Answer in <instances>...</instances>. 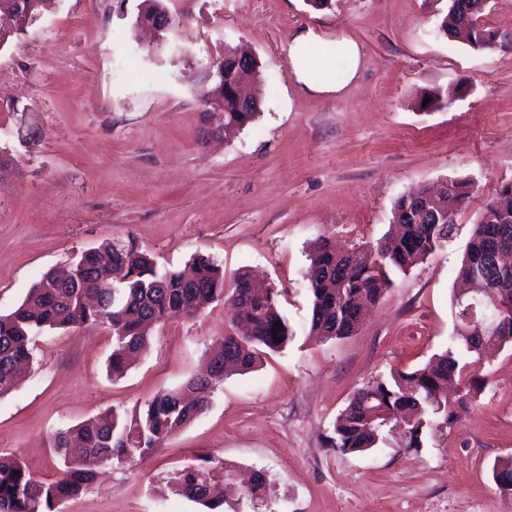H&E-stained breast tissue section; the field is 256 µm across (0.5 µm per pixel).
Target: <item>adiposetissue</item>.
<instances>
[{
    "instance_id": "obj_1",
    "label": "adipose tissue",
    "mask_w": 512,
    "mask_h": 512,
    "mask_svg": "<svg viewBox=\"0 0 512 512\" xmlns=\"http://www.w3.org/2000/svg\"><path fill=\"white\" fill-rule=\"evenodd\" d=\"M288 62L303 87L319 94H337L357 75L361 51L351 38L326 39L310 29L289 42Z\"/></svg>"
}]
</instances>
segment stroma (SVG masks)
<instances>
[{"instance_id":"1","label":"stroma","mask_w":512,"mask_h":512,"mask_svg":"<svg viewBox=\"0 0 512 512\" xmlns=\"http://www.w3.org/2000/svg\"><path fill=\"white\" fill-rule=\"evenodd\" d=\"M141 2L54 0L0 49V149L12 163L0 177V313L77 253L131 240L168 268L203 254L226 275L246 270L286 289L281 311L296 336L226 377L205 414L100 476L64 512H204L167 488L201 455L239 475L229 489L239 512H512V493L492 475L512 456L510 347L488 353L486 389L422 447H407L401 426L363 452L325 445L354 391L448 346L471 228L512 182V47L441 36L448 0H165L180 24L175 50H161L137 26ZM308 27L361 48L360 72L340 94L309 92L290 71L288 42ZM239 45L261 64L260 112L215 137L198 71ZM434 90L444 107H419ZM453 180L472 185L454 236L395 273L355 335L311 339V243L376 241L397 197ZM227 324L220 302L169 318L116 382L107 332L44 331L34 374L0 397V454L53 478V428L130 413L183 386ZM255 469L269 479L261 502L245 495Z\"/></svg>"}]
</instances>
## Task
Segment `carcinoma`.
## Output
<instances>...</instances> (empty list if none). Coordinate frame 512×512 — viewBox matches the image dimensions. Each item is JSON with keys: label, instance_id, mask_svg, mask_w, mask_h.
Masks as SVG:
<instances>
[{"label": "carcinoma", "instance_id": "obj_1", "mask_svg": "<svg viewBox=\"0 0 512 512\" xmlns=\"http://www.w3.org/2000/svg\"><path fill=\"white\" fill-rule=\"evenodd\" d=\"M47 0H0V14L9 13L29 26L39 19ZM486 0H448V13L439 32L448 38H466L477 48L496 44L497 32L478 23ZM143 21L167 12L164 0H142ZM257 113L239 110L237 96L224 93V126L243 127ZM423 188L404 194L393 205L394 231L373 243H358L344 255L327 238L312 243L306 272L311 297L308 336L316 341L343 339L362 325V309L381 301L392 285L391 274L407 272L422 263L455 232L444 204ZM512 246V183L503 185L473 225L457 279L467 281L472 269L483 265L485 295L490 312L499 319L496 334L468 335L454 330L445 352L413 370H397L358 389L337 417L326 446L356 453L374 446L380 429L392 421L406 426V447L420 448L427 430L442 423L452 426L457 409L482 393L487 376L478 367L486 348L512 347V271L493 260L497 244ZM249 276L239 272L231 280L224 269L203 255L193 259L190 275L161 270L146 251L132 242L104 243L83 251L67 275L46 273L11 312L0 314V396L12 392L23 377L33 375L36 337L44 328L103 327L112 337L108 373L124 377L137 353L148 343L152 326L178 312L197 316L214 302H224L229 325L207 352L205 373L192 378L197 393L187 400L181 392L161 389L128 417L115 411L78 424L55 428L47 437L60 467L54 479L39 478L18 456L0 455V512H61L77 498L97 472L84 468L89 459L110 470L124 466L138 454L155 452L205 413L214 389L224 377L253 369L262 355L284 349L294 331L279 310L276 288H251ZM223 460L202 456L175 472L168 485L173 493L201 503L210 512L228 503L226 493L213 487L210 470Z\"/></svg>", "mask_w": 512, "mask_h": 512}]
</instances>
